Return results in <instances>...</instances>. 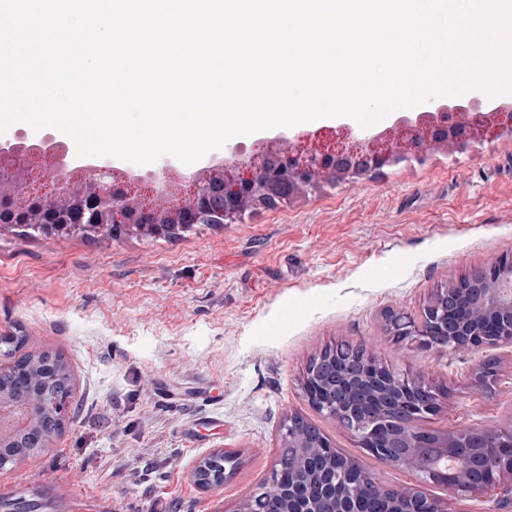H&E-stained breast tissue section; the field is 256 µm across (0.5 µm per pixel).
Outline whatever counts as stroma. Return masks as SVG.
Wrapping results in <instances>:
<instances>
[{"label": "stroma", "mask_w": 512, "mask_h": 512, "mask_svg": "<svg viewBox=\"0 0 512 512\" xmlns=\"http://www.w3.org/2000/svg\"><path fill=\"white\" fill-rule=\"evenodd\" d=\"M512 254V139L404 163L173 238L0 233L1 339L62 354L73 376L63 430L0 467V500L40 512H236L284 452L289 416L314 423L376 481L441 499L447 512H512V483L447 493L383 463L302 390L310 359L366 344L443 394L421 428L512 425V348L395 343L390 310ZM495 360V374L481 378ZM235 453L217 488L197 464ZM212 456H214V457H221V456H224V452L219 450V451H216L215 453H213L211 456L205 458L204 460H202L200 462V464L196 467V469L193 472L194 480L199 485H201L202 487H205V488L216 487V486H219L220 484H222L224 482V474H223V482L220 481V483H218V484L215 483L214 480H212L211 478L203 476V473L205 471H207L206 464H207L208 461H209L208 462V468L212 472V478L215 475L217 477L220 476L222 465L224 466V462L222 463L221 459H218V458H214V459L209 460V458H211Z\"/></svg>", "instance_id": "35a3bbf8"}]
</instances>
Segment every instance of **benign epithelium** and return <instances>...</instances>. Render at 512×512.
I'll use <instances>...</instances> for the list:
<instances>
[{
  "mask_svg": "<svg viewBox=\"0 0 512 512\" xmlns=\"http://www.w3.org/2000/svg\"><path fill=\"white\" fill-rule=\"evenodd\" d=\"M506 135L512 136L511 106L481 112L474 101L466 106L437 103L432 111L398 117L391 127L376 135L358 134L340 124L320 135L280 136L263 143L267 152L259 151L246 159L233 153L223 166L204 169L173 191L165 189V172L148 187L106 162L91 167L94 178L83 181L55 176L42 188L22 192L16 190L14 175L0 167V197L10 199L13 224H117L130 235L158 230L164 224H237L260 206L292 203L314 188L354 183L400 161H422L430 152L453 153ZM24 154L51 157L56 172L67 166L68 150L60 142L33 144ZM271 156L277 160L274 167L267 163ZM217 176L224 181V208L220 210L212 208L210 196L211 181ZM452 292L455 300L451 309L438 293L416 315L388 313L386 333L397 342H415L424 349L512 347L511 254L474 270L465 281L454 284ZM349 350L364 364L363 383L371 392L388 387L399 391L396 402L408 416L407 447L413 449L401 465L431 483L474 494L483 493L501 479L512 480V426L480 429L469 443L464 442L463 430L430 435L417 421L440 411L437 389L428 382L396 374L363 345ZM302 388L312 408L336 420L370 455L392 462L387 448L393 437L384 423H355L353 408L338 402L336 388L319 383L308 369ZM7 406L21 409L30 425L42 414L65 415L68 402L51 398L29 404L12 401L3 394L0 407ZM286 427L288 447L305 461L326 459L327 471L315 478L301 466L285 480L279 461L260 491L243 500L236 512H374L378 503L383 505L382 512H446L439 500L418 490L376 482L358 466L349 464L328 441L307 442L293 431V419H288ZM426 447L440 449L445 459L481 455L495 463V471L479 480L473 477L471 466L463 463L450 474H440L427 467L422 452Z\"/></svg>",
  "mask_w": 512,
  "mask_h": 512,
  "instance_id": "obj_1",
  "label": "benign epithelium"
}]
</instances>
